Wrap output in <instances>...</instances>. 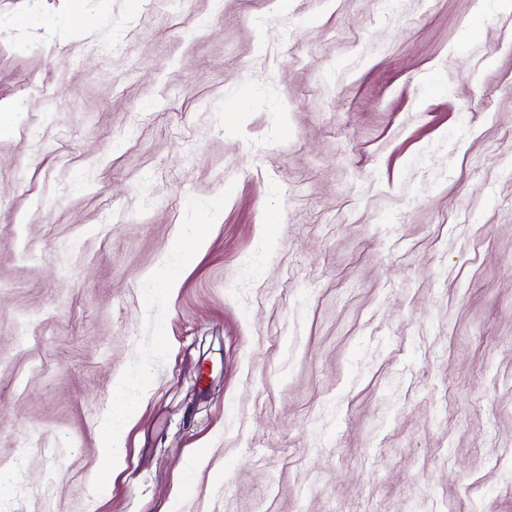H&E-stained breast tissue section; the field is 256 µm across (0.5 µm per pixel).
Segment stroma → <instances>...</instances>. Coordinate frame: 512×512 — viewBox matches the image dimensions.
Returning a JSON list of instances; mask_svg holds the SVG:
<instances>
[{"mask_svg":"<svg viewBox=\"0 0 512 512\" xmlns=\"http://www.w3.org/2000/svg\"><path fill=\"white\" fill-rule=\"evenodd\" d=\"M0 476L512 512V5L0 0ZM134 402L125 395L117 406H114L111 415L102 429L101 451L103 458L112 463L116 460L120 449L123 434V426L127 418L134 410Z\"/></svg>","mask_w":512,"mask_h":512,"instance_id":"obj_1","label":"stroma"}]
</instances>
